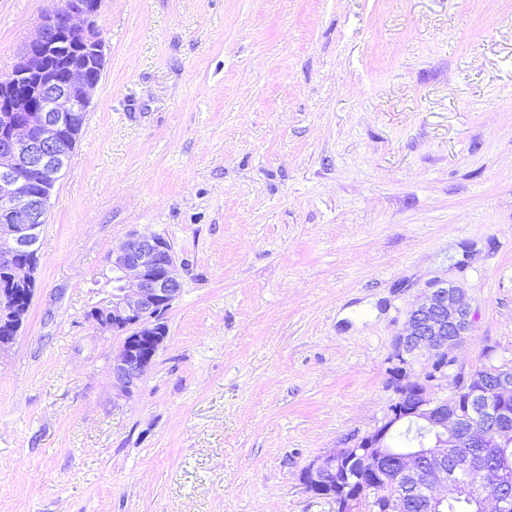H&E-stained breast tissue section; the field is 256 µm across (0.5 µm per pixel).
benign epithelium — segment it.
I'll return each instance as SVG.
<instances>
[{"instance_id": "1", "label": "benign epithelium", "mask_w": 512, "mask_h": 512, "mask_svg": "<svg viewBox=\"0 0 512 512\" xmlns=\"http://www.w3.org/2000/svg\"><path fill=\"white\" fill-rule=\"evenodd\" d=\"M62 2L0 80V113H22L21 123L0 129V266L10 269L17 284L32 281L31 266L17 263V257L33 252L47 209L45 198L26 196L23 186L32 172L53 177L68 165L63 131L87 111L97 85L89 71L103 69L95 23L100 2ZM64 35L79 38L81 51L62 57L65 76L57 81L47 76V55ZM108 264L119 286L112 289L110 306L91 311L89 321L124 336L112 356V383L130 397L153 364L166 335L163 315L182 283L172 246L159 234L131 233ZM27 311L19 301L1 303L0 324L18 329ZM471 317L466 292L455 286L435 288L411 305L393 357L406 365L426 350L429 371L414 381L402 371L392 381L396 399L381 426L304 467L301 482L308 491L332 499V488L344 477L357 485L356 500L369 512L380 498L387 499L390 512H405L413 497L426 512H442L451 494L479 503L490 496L495 512H512V460H491L492 449L512 446V367L489 365L480 376L460 372L446 397L433 388L448 377L452 352L467 335ZM408 425L419 430L416 447L392 453V435Z\"/></svg>"}]
</instances>
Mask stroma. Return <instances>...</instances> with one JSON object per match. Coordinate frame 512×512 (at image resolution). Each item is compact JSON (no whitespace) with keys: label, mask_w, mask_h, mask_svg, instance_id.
Masks as SVG:
<instances>
[{"label":"stroma","mask_w":512,"mask_h":512,"mask_svg":"<svg viewBox=\"0 0 512 512\" xmlns=\"http://www.w3.org/2000/svg\"><path fill=\"white\" fill-rule=\"evenodd\" d=\"M60 0H0V78ZM104 69L0 352V512H336L302 469L381 426L393 341L466 288L512 365V0H102ZM182 293L131 397L86 317L132 232Z\"/></svg>","instance_id":"35a3bbf8"}]
</instances>
